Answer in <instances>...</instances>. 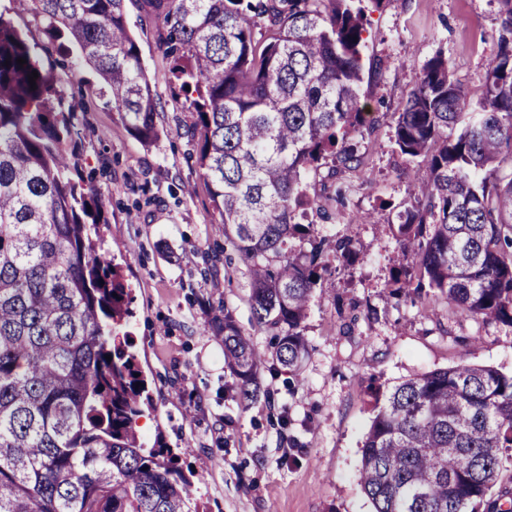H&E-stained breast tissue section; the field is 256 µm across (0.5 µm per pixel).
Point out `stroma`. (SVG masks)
<instances>
[{
    "label": "stroma",
    "instance_id": "stroma-1",
    "mask_svg": "<svg viewBox=\"0 0 512 512\" xmlns=\"http://www.w3.org/2000/svg\"><path fill=\"white\" fill-rule=\"evenodd\" d=\"M126 9L157 92L160 138L149 147L105 105L91 68L66 53L68 37L48 31L31 0H0L77 105L78 174L102 196L101 247L132 297L120 331L152 400L135 417L136 431L145 444L169 448L183 472L204 470L192 486L201 512H371L357 474L378 390L458 364L512 372L511 325L461 318L438 293L395 294L414 274L400 254L398 214L414 192L413 168L427 165L400 153L396 114L438 50L455 81L480 94L498 39V0H384L368 11L361 92L377 121L350 138L363 167L307 185L330 216L323 234L351 237L352 249L331 259L324 278L334 287L311 304L299 376L262 365L263 394L246 407L213 320L226 308L260 348L272 338L254 327L247 268L216 228L187 134L195 116L171 89L162 18L150 0H126Z\"/></svg>",
    "mask_w": 512,
    "mask_h": 512
}]
</instances>
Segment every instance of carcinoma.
I'll use <instances>...</instances> for the list:
<instances>
[{
	"label": "carcinoma",
	"mask_w": 512,
	"mask_h": 512,
	"mask_svg": "<svg viewBox=\"0 0 512 512\" xmlns=\"http://www.w3.org/2000/svg\"><path fill=\"white\" fill-rule=\"evenodd\" d=\"M365 1L384 2L156 0L219 230L248 268L253 323L274 339L260 351L227 309L215 323L244 405L259 396L265 361L300 374L324 258L350 253L351 238L319 235L304 185L330 159L358 169L350 135L376 122L360 95ZM498 2L480 96L453 79L439 49L421 66L394 138L407 158L428 160L399 215L416 288L438 290L462 317L512 325V0ZM32 3L50 31L68 30L100 94L152 144L157 94L125 0ZM265 20L273 30L261 44L255 28ZM64 100L0 13V512H192V484L174 457L132 428L145 399L118 331L129 293L93 240L102 201L74 179L75 105ZM506 461L512 373L460 364L385 395L359 482L373 512H512V500H486Z\"/></svg>",
	"instance_id": "cac0c4a2"
}]
</instances>
